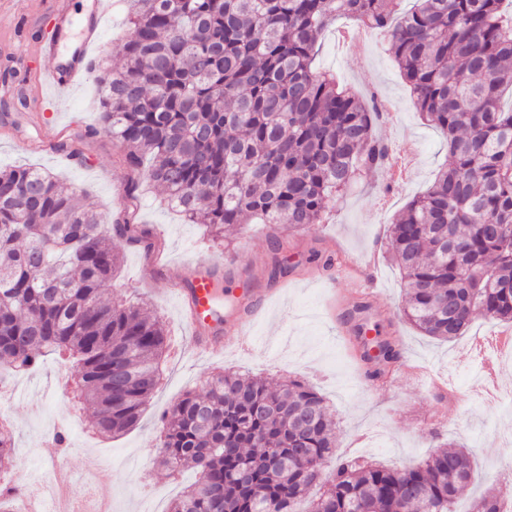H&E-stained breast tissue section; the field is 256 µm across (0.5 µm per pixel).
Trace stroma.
<instances>
[{"instance_id":"obj_1","label":"stroma","mask_w":512,"mask_h":512,"mask_svg":"<svg viewBox=\"0 0 512 512\" xmlns=\"http://www.w3.org/2000/svg\"><path fill=\"white\" fill-rule=\"evenodd\" d=\"M52 0H0V99L30 96L43 70L32 49L31 33L51 29ZM125 34L123 0H106L102 18L100 66L114 63L113 50ZM341 85L360 97L377 92L400 108L376 129L399 150H409L411 167L403 184L383 190V176L369 174L366 184L332 202V217L302 230L248 225L229 244L210 241L201 225L171 211L164 194L153 187L136 192V222L159 251L139 245L123 249L121 272L113 295L134 296L166 323L171 347L163 378L139 425L114 439L92 438L87 414L66 381L68 367L54 357L25 373L6 375L0 391L16 390L8 400L9 419L17 429L16 471L20 480L42 479L53 485L54 459L66 460L72 487H79L90 456L103 460L95 477L109 494L112 512H167L193 473L168 476L159 467L157 443L163 410L189 390H202L207 376L224 370L247 371L272 383L298 379L312 386L336 416L334 461L368 458L403 468L427 457L437 445L454 441L473 453L474 474L458 512L500 485L512 464V405L486 406L471 388L479 362L476 341L490 342L504 323L475 318L464 336L442 341L423 335L402 317L405 290L397 267L385 254L390 224L414 197L424 193L448 160L442 133L423 124L411 92L388 45L377 34L362 42L327 31L315 59ZM57 122L61 139L75 143L82 160L55 150H35L48 122ZM99 90L87 81L63 96L47 98L42 112L27 106L0 110V167L18 164L46 169L86 192L103 224H111L123 202L113 185L130 175L121 161L123 149L99 132ZM284 242L286 270L271 276V238ZM319 260H312V253ZM376 255L373 307L364 319L372 336L400 334V357L387 378L374 380L357 357L353 337L344 333L346 314L359 302L364 284L344 263H364ZM332 265H323V257ZM218 278L224 289V323L243 330L255 344L251 352L226 351L222 358L194 355L187 347L192 330L182 315V289L194 277ZM67 430V446L55 435Z\"/></svg>"}]
</instances>
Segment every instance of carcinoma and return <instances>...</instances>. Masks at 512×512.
Returning <instances> with one entry per match:
<instances>
[{
    "label": "carcinoma",
    "mask_w": 512,
    "mask_h": 512,
    "mask_svg": "<svg viewBox=\"0 0 512 512\" xmlns=\"http://www.w3.org/2000/svg\"><path fill=\"white\" fill-rule=\"evenodd\" d=\"M129 35L117 66L94 77L101 130L124 148L128 204L101 228L71 185L23 165L0 168V373L25 372L40 353L71 361L73 388L93 425L120 435L140 421L167 348L162 319L141 304L106 301L132 224L141 180L163 189L186 218L224 228L322 224L329 202L372 172L391 146L380 113L312 66L333 19L383 35L423 118L452 162L390 226L388 253L405 287V320L453 340L478 316L512 323V0H128ZM399 357L386 341L373 376ZM165 411L161 463L196 482L168 512H444L469 485L472 455L445 443L415 466L342 464L336 418L310 385L273 390L260 376L225 371ZM281 448L269 460L263 449ZM14 429L0 423V470L12 465ZM247 467L243 479L238 470ZM22 493L0 484V512ZM500 489L472 512H503Z\"/></svg>",
    "instance_id": "carcinoma-1"
}]
</instances>
